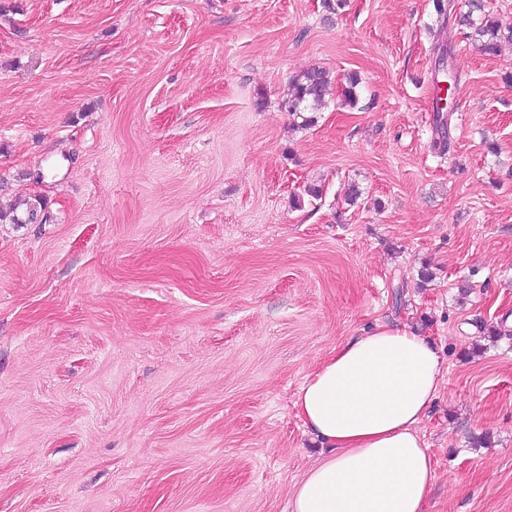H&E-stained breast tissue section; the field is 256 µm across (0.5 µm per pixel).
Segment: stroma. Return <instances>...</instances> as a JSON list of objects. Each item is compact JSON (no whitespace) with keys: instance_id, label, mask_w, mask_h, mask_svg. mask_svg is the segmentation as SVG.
Masks as SVG:
<instances>
[{"instance_id":"stroma-1","label":"stroma","mask_w":512,"mask_h":512,"mask_svg":"<svg viewBox=\"0 0 512 512\" xmlns=\"http://www.w3.org/2000/svg\"><path fill=\"white\" fill-rule=\"evenodd\" d=\"M0 174L46 202L0 224V512H291L294 395L379 323L442 354L427 512H512V46L433 0H0ZM331 84L330 73L322 67H313L296 75L289 87L288 112L302 120L301 126H309L314 116H305L306 112H318L326 102L328 88ZM21 205L23 206V218L15 215L9 217L10 214L7 215L0 211V222L9 220L12 224H35L44 211V204L40 198L24 200Z\"/></svg>"}]
</instances>
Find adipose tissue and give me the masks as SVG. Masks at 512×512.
I'll return each instance as SVG.
<instances>
[{
  "label": "adipose tissue",
  "instance_id": "obj_1",
  "mask_svg": "<svg viewBox=\"0 0 512 512\" xmlns=\"http://www.w3.org/2000/svg\"><path fill=\"white\" fill-rule=\"evenodd\" d=\"M442 378L436 347L402 328L336 347L295 395L326 453L295 485L292 512H426L434 466L419 426Z\"/></svg>",
  "mask_w": 512,
  "mask_h": 512
}]
</instances>
